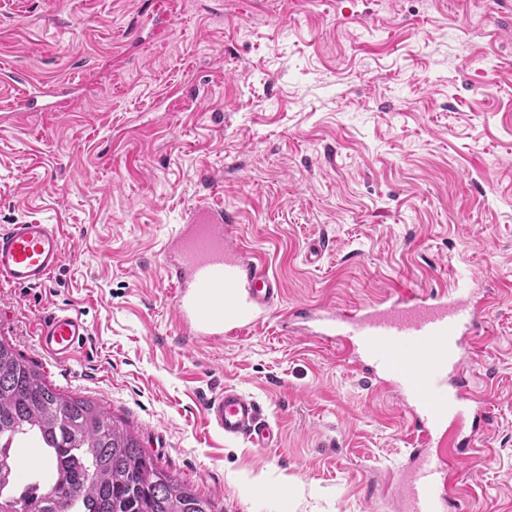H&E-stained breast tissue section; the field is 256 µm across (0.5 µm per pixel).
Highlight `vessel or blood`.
Returning a JSON list of instances; mask_svg holds the SVG:
<instances>
[{
  "label": "vessel or blood",
  "instance_id": "b4317fda",
  "mask_svg": "<svg viewBox=\"0 0 512 512\" xmlns=\"http://www.w3.org/2000/svg\"><path fill=\"white\" fill-rule=\"evenodd\" d=\"M69 85L24 94L28 112H55L77 100ZM233 216L202 201L168 238L164 255L175 288L176 322L196 344L245 334L272 317L283 298L279 279L245 250ZM63 261V241L53 225L0 227V281L17 288L44 285ZM491 292L476 295L460 278L421 293L398 289L359 306L297 305L281 319L284 331L326 345H341L356 369L395 395L418 440L402 468L398 495L405 512H448L456 463L480 458L477 435L460 440L459 426L483 398L466 363L476 352ZM39 347L56 361L71 360L88 335L80 315L59 308L38 317ZM209 425L228 438L272 448L278 431L262 419L257 400L234 387L205 402Z\"/></svg>",
  "mask_w": 512,
  "mask_h": 512
}]
</instances>
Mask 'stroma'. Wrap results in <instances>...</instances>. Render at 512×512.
Here are the masks:
<instances>
[{"mask_svg":"<svg viewBox=\"0 0 512 512\" xmlns=\"http://www.w3.org/2000/svg\"><path fill=\"white\" fill-rule=\"evenodd\" d=\"M152 2L0 8V113L32 84L82 92L0 127V226L54 224L64 245L44 286L0 283V339L215 512H401L403 405L276 316L186 345L163 246L206 197L285 308L463 272L498 296L470 362L486 451L458 461V497L512 512V0H172L164 19ZM59 307L89 331L65 364L34 336ZM227 386L278 447L208 425Z\"/></svg>","mask_w":512,"mask_h":512,"instance_id":"35a3bbf8","label":"stroma"}]
</instances>
